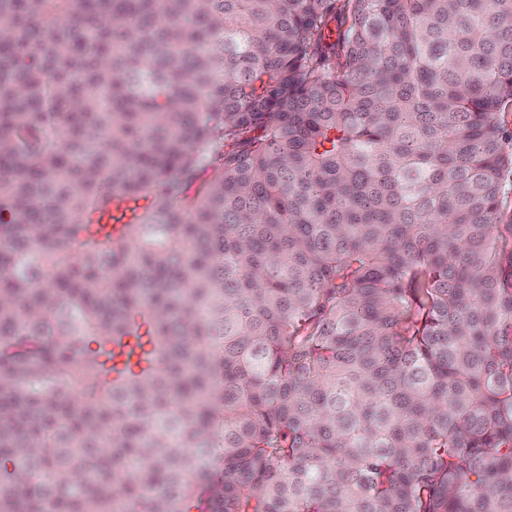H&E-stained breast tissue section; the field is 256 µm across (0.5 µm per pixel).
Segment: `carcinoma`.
<instances>
[{
  "label": "carcinoma",
  "instance_id": "obj_1",
  "mask_svg": "<svg viewBox=\"0 0 512 512\" xmlns=\"http://www.w3.org/2000/svg\"><path fill=\"white\" fill-rule=\"evenodd\" d=\"M512 0H0V512H512Z\"/></svg>",
  "mask_w": 512,
  "mask_h": 512
}]
</instances>
